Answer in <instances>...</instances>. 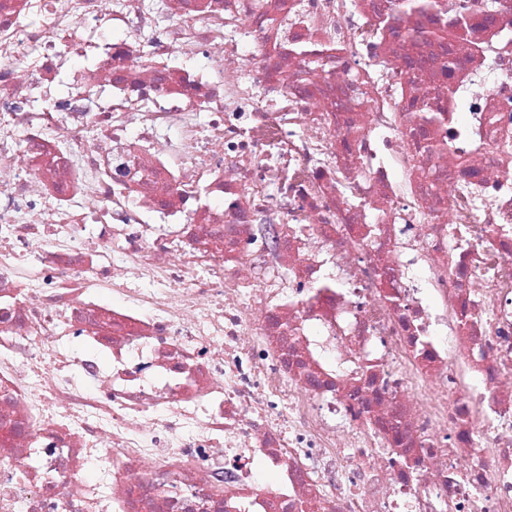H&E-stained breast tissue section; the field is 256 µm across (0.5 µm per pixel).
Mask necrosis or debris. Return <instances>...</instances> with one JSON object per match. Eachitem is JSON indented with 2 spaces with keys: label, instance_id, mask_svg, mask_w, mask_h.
Listing matches in <instances>:
<instances>
[{
  "label": "necrosis or debris",
  "instance_id": "4bbe7bcc",
  "mask_svg": "<svg viewBox=\"0 0 512 512\" xmlns=\"http://www.w3.org/2000/svg\"><path fill=\"white\" fill-rule=\"evenodd\" d=\"M443 2L0 0V512H512V0Z\"/></svg>",
  "mask_w": 512,
  "mask_h": 512
}]
</instances>
